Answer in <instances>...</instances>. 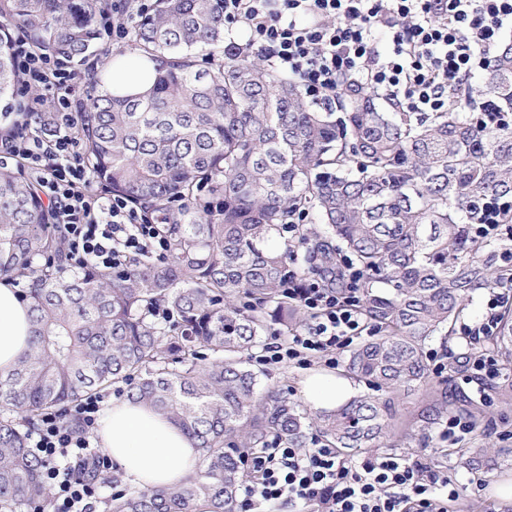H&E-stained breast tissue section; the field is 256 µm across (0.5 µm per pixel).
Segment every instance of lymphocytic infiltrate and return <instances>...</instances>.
<instances>
[{"mask_svg":"<svg viewBox=\"0 0 512 512\" xmlns=\"http://www.w3.org/2000/svg\"><path fill=\"white\" fill-rule=\"evenodd\" d=\"M224 22L248 32L245 43L229 42L233 55L264 58L305 89L318 108H334L348 86L384 96L399 112H444L467 108V83L493 59L500 31L512 26V0H222ZM149 9L147 0H112L100 24L122 42ZM387 32L392 47L380 53L376 36ZM20 76L15 90L26 112L50 111L51 127L29 133L11 113L0 135V163H21L33 175L52 222L47 230L62 240L77 268L115 269L135 255L164 258L166 239L158 225L121 195L95 190L77 134L82 109L77 75L68 61L39 50L27 34L10 43ZM346 285L297 287L288 281L289 300L308 321L286 341L265 345L262 364L295 365L314 360L334 365L371 327L361 310L362 275L342 265ZM512 306V281L488 291L480 323L461 324L466 349L434 352L429 367L442 374L447 360L460 363L471 379L489 387L500 369L482 343L496 335L503 309ZM101 397L74 405L76 426L60 414L45 413L31 448L54 491L55 512H90L112 461L92 441ZM252 474L235 512H448L460 488L423 454L382 453L368 459L341 454L324 444L293 448L275 442L249 452Z\"/></svg>","mask_w":512,"mask_h":512,"instance_id":"f902f5d3","label":"lymphocytic infiltrate"}]
</instances>
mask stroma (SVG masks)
I'll return each mask as SVG.
<instances>
[{"label":"stroma","instance_id":"stroma-1","mask_svg":"<svg viewBox=\"0 0 512 512\" xmlns=\"http://www.w3.org/2000/svg\"><path fill=\"white\" fill-rule=\"evenodd\" d=\"M341 374V367H327L324 362H313L307 368L291 365L265 366L263 382L266 385L287 390L298 400H305L304 382L312 374L324 371ZM430 383L435 387L448 390L449 414L455 415L462 410L457 407L459 398L471 399V407L466 408L467 417L478 420L479 430L465 434L456 440L440 438L439 426H432L427 435H413L407 441L394 438L385 440L383 447L406 455L428 451L433 461L441 469L455 475L462 488L459 505L464 512H512V504L502 501L494 493L498 483L512 476V469L503 468L487 477H479L465 469L456 467L454 461L445 454L449 447L478 448L490 445L496 448H512V400L502 397L498 390L479 391L476 384L466 383L463 373L458 369H448L442 376L431 377Z\"/></svg>","mask_w":512,"mask_h":512}]
</instances>
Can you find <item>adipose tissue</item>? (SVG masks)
<instances>
[{
	"instance_id": "ef3b65f1",
	"label": "adipose tissue",
	"mask_w": 512,
	"mask_h": 512,
	"mask_svg": "<svg viewBox=\"0 0 512 512\" xmlns=\"http://www.w3.org/2000/svg\"><path fill=\"white\" fill-rule=\"evenodd\" d=\"M152 63L124 55L108 73V89L118 95L145 91L151 85ZM30 307L19 288L0 283V376L11 371L28 349ZM116 471L131 485L166 489L194 476L199 450L172 421L130 400L106 403L97 430Z\"/></svg>"
}]
</instances>
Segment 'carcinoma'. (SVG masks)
<instances>
[{
  "instance_id": "carcinoma-1",
  "label": "carcinoma",
  "mask_w": 512,
  "mask_h": 512,
  "mask_svg": "<svg viewBox=\"0 0 512 512\" xmlns=\"http://www.w3.org/2000/svg\"><path fill=\"white\" fill-rule=\"evenodd\" d=\"M106 0H0V97L19 76L8 45L23 29L37 47L86 59ZM133 41L157 76L144 94L87 91L78 113L95 182L155 216L167 241L159 263L122 270L68 268L50 236L48 209L18 168L0 167V278L25 281L30 352L0 379V512L44 510L52 493L28 449L36 418L65 411L115 383L169 417L200 450L195 477L169 489L106 501L107 512H233L245 453L273 440L340 452L376 448L425 425L398 417L419 391L426 420L448 412V390H429L426 343L463 315L471 293L512 267L480 256L470 225L512 198V128L470 112H389L368 88L345 92L341 115L322 112L302 86L254 55L224 52L220 0H156ZM479 92L512 112V42L485 70ZM300 209L309 222L288 223ZM363 275L373 334L348 370L376 394L349 398L316 418L261 385L244 355L272 326L303 323L283 292L336 287V260ZM177 318L160 326L151 309ZM492 349L512 371V312ZM457 466L496 470L507 453L450 448Z\"/></svg>"
}]
</instances>
